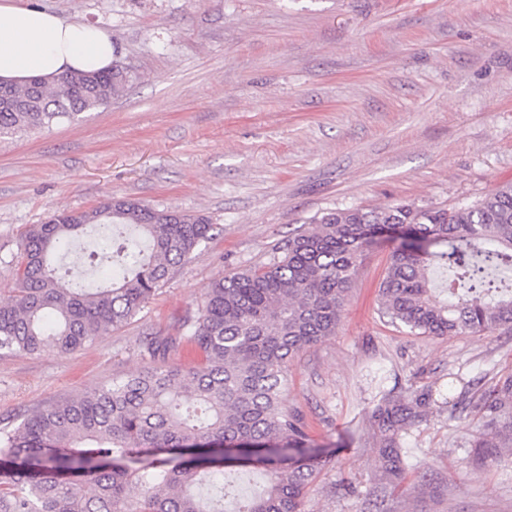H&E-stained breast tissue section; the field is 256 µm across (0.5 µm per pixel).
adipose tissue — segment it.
Returning <instances> with one entry per match:
<instances>
[{
    "label": "adipose tissue",
    "instance_id": "adipose-tissue-1",
    "mask_svg": "<svg viewBox=\"0 0 512 512\" xmlns=\"http://www.w3.org/2000/svg\"><path fill=\"white\" fill-rule=\"evenodd\" d=\"M115 52L111 35L97 26L0 0V82L109 69Z\"/></svg>",
    "mask_w": 512,
    "mask_h": 512
}]
</instances>
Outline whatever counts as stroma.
I'll return each instance as SVG.
<instances>
[{
    "label": "stroma",
    "mask_w": 512,
    "mask_h": 512,
    "mask_svg": "<svg viewBox=\"0 0 512 512\" xmlns=\"http://www.w3.org/2000/svg\"><path fill=\"white\" fill-rule=\"evenodd\" d=\"M111 34L125 92L79 120L0 138V299L27 227L114 197L223 226L148 306L73 352L0 357V428L151 366L212 282L268 262L315 214L454 208L512 185V0H27ZM389 248L367 250L334 336L294 357L284 402L313 446L346 447L304 512H371L366 425L381 392L432 388L387 512H512V456L478 467L467 385L512 375V330L414 335L380 313Z\"/></svg>",
    "instance_id": "1"
}]
</instances>
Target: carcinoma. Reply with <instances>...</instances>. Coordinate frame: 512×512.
<instances>
[{"instance_id": "1", "label": "carcinoma", "mask_w": 512, "mask_h": 512, "mask_svg": "<svg viewBox=\"0 0 512 512\" xmlns=\"http://www.w3.org/2000/svg\"><path fill=\"white\" fill-rule=\"evenodd\" d=\"M113 68L65 73L37 84L0 87V136L75 121L125 90ZM217 226L201 215L112 198L89 210L54 213L21 237L15 288L0 301V355L71 352L140 313ZM96 233L90 271L100 285L66 280L57 260L75 238ZM394 243L379 290L381 314L424 336L512 329V185L450 210L396 204L334 209L312 216L282 255L213 282L182 336L144 346L154 360L184 341L201 356L183 370L148 367L64 399L0 430V512H226L224 453H250L262 493L232 512H302L327 464L307 446L304 417L283 393L288 363L336 332L367 248ZM443 250L431 252L429 247ZM451 280L438 285L433 272ZM431 388L384 393L368 415L381 487L407 478L402 434L428 420ZM451 413L482 414L467 441L481 466L512 453V377Z\"/></svg>"}]
</instances>
